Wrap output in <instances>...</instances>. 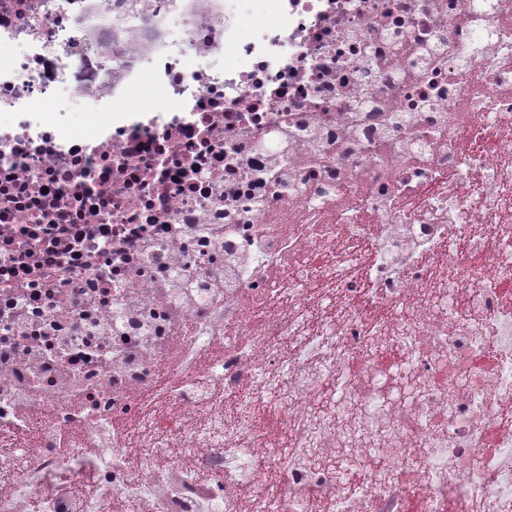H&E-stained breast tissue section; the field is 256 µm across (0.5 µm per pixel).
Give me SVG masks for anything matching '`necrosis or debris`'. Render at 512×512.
<instances>
[{
  "label": "necrosis or debris",
  "mask_w": 512,
  "mask_h": 512,
  "mask_svg": "<svg viewBox=\"0 0 512 512\" xmlns=\"http://www.w3.org/2000/svg\"><path fill=\"white\" fill-rule=\"evenodd\" d=\"M238 3L0 0V512H512V0ZM78 104L68 98H63L56 108L42 107V121L63 133L77 134L82 128L83 114L77 112Z\"/></svg>",
  "instance_id": "necrosis-or-debris-1"
}]
</instances>
